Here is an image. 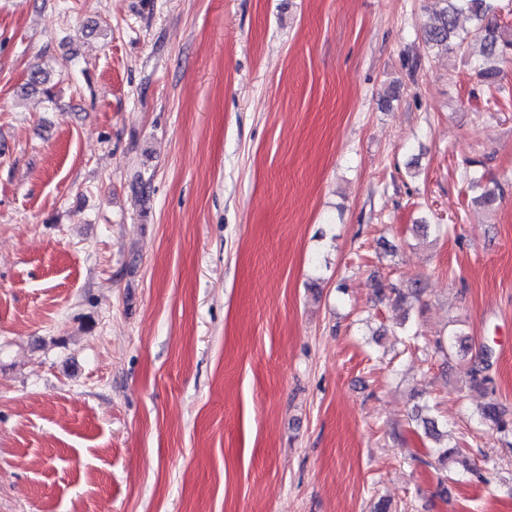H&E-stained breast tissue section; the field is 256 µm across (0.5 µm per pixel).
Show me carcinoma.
<instances>
[{"label":"carcinoma","instance_id":"1","mask_svg":"<svg viewBox=\"0 0 512 512\" xmlns=\"http://www.w3.org/2000/svg\"><path fill=\"white\" fill-rule=\"evenodd\" d=\"M440 8L432 11L429 20L421 27V39L428 55L439 57L451 52L460 55L482 83L488 87L498 85L501 64L512 60V37L496 21V0H434ZM49 73L37 66L30 71L24 92L42 91L53 99ZM468 188L473 204L494 208L502 198L500 182L483 174H470ZM485 361L467 366L465 374L470 384L482 385L489 381ZM484 422L499 431L512 429V420L494 402L481 409Z\"/></svg>","mask_w":512,"mask_h":512}]
</instances>
